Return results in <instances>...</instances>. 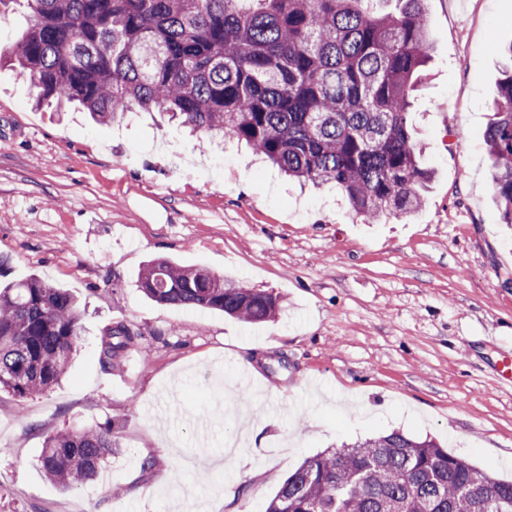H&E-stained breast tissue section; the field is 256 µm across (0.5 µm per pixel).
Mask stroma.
Segmentation results:
<instances>
[{
    "mask_svg": "<svg viewBox=\"0 0 512 512\" xmlns=\"http://www.w3.org/2000/svg\"><path fill=\"white\" fill-rule=\"evenodd\" d=\"M426 20L409 121L434 177L412 216L368 223L334 186L197 143L159 113L101 125L76 104L34 107L10 64L30 12L0 5V287L34 276L82 310L61 383L0 393V512H264L305 458L394 430L512 478V386L497 375L512 357V227L483 138L512 0H426ZM156 258L278 294L281 310L247 324L155 302L137 281ZM117 319L147 352L107 369L98 343ZM244 418L258 434L227 453ZM107 425L120 449L104 482L45 477L50 433Z\"/></svg>",
    "mask_w": 512,
    "mask_h": 512,
    "instance_id": "stroma-1",
    "label": "stroma"
}]
</instances>
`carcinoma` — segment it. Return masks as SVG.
Wrapping results in <instances>:
<instances>
[{
	"label": "carcinoma",
	"instance_id": "1",
	"mask_svg": "<svg viewBox=\"0 0 512 512\" xmlns=\"http://www.w3.org/2000/svg\"><path fill=\"white\" fill-rule=\"evenodd\" d=\"M31 25L14 56L35 105L76 102L99 124L132 107L192 133L243 141L292 178L333 184L370 223L423 203L432 172L408 124L429 59L424 0H24ZM494 118L484 132L501 223L512 224V42ZM139 287L152 300L270 320L279 298L204 268L150 261ZM66 290L37 277L0 289V392L25 399L59 383L80 336ZM142 350L141 333L112 322L99 362ZM119 449L112 428L47 437L41 468L69 489L100 478ZM265 512H512V480L477 470L433 439L399 431L306 458Z\"/></svg>",
	"mask_w": 512,
	"mask_h": 512
}]
</instances>
